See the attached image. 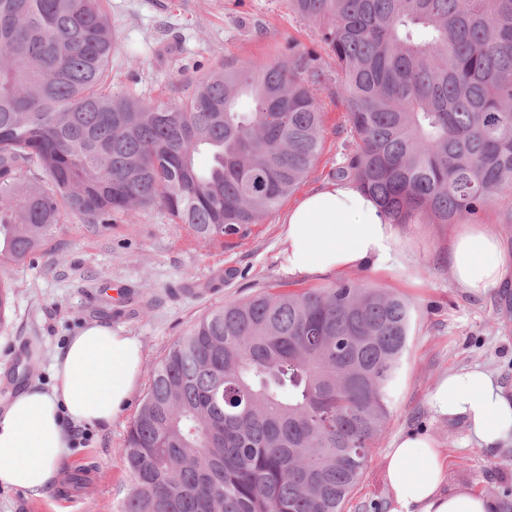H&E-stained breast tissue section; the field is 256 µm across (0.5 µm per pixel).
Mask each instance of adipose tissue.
Returning <instances> with one entry per match:
<instances>
[{"label":"adipose tissue","mask_w":512,"mask_h":512,"mask_svg":"<svg viewBox=\"0 0 512 512\" xmlns=\"http://www.w3.org/2000/svg\"><path fill=\"white\" fill-rule=\"evenodd\" d=\"M281 256L289 275L380 268L395 243L393 226L377 202L353 182L328 183L289 208ZM459 287L480 296L507 273L495 233L463 225L448 251ZM138 337L103 324L85 327L54 358V383L30 386L0 412V485L27 497H45L70 454L73 426H111L140 382ZM437 414L461 417L471 437L490 448L512 440V398L489 370L473 366L437 384ZM388 456L390 512H494L492 500L470 486L446 489L448 455L435 440L399 435Z\"/></svg>","instance_id":"obj_1"}]
</instances>
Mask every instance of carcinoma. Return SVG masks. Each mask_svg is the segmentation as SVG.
Segmentation results:
<instances>
[{
    "mask_svg": "<svg viewBox=\"0 0 512 512\" xmlns=\"http://www.w3.org/2000/svg\"><path fill=\"white\" fill-rule=\"evenodd\" d=\"M289 4L336 58L356 140L336 177L391 223L452 224L512 188V0ZM115 43L104 0H0L1 259H33L70 216L95 228L156 203L197 242L243 237L319 158L312 53L226 62L181 103H146L112 92ZM11 296L1 275L0 326ZM410 329L401 295L352 281L212 310L130 422L123 512H344Z\"/></svg>",
    "mask_w": 512,
    "mask_h": 512,
    "instance_id": "cac0c4a2",
    "label": "carcinoma"
}]
</instances>
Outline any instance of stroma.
Wrapping results in <instances>:
<instances>
[{
  "mask_svg": "<svg viewBox=\"0 0 512 512\" xmlns=\"http://www.w3.org/2000/svg\"><path fill=\"white\" fill-rule=\"evenodd\" d=\"M116 31L112 89L143 101L178 103L224 61L259 66L289 48L313 51L328 81L316 97L324 113L323 150L309 177L244 237L191 244L159 204L136 208L110 228L74 219L33 261L12 267L9 319L0 328V411L25 387H49L51 363L67 339L98 323L143 345L140 384L111 427L74 428L62 480L45 498L0 486V512H121L129 489L120 456L128 427L171 344L211 310L259 293L327 288L346 278L402 294L413 324L389 419L372 462L345 512H389L388 449L401 433L431 436L449 456L448 485H468L512 512V443L478 447L462 418L438 415L431 396L449 372L480 365L512 389V279L486 295L459 288L448 266L453 224L421 219L395 225L383 267L295 279L282 267L281 219L306 192L333 181L355 140L336 95V61L288 0H107ZM82 474L79 483L65 479Z\"/></svg>",
  "mask_w": 512,
  "mask_h": 512,
  "instance_id": "obj_1",
  "label": "stroma"
}]
</instances>
